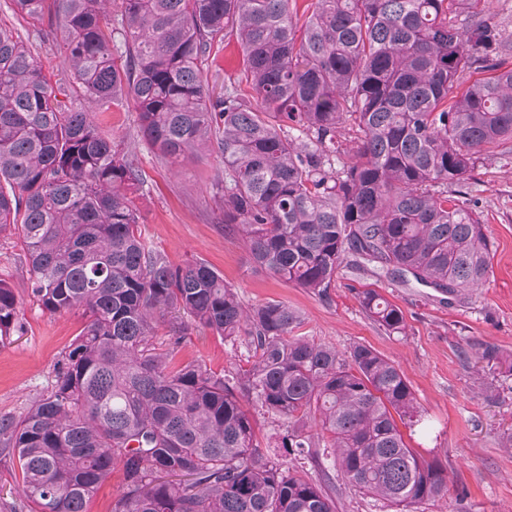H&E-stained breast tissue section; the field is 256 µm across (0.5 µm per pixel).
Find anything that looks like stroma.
I'll use <instances>...</instances> for the list:
<instances>
[{"label":"stroma","mask_w":512,"mask_h":512,"mask_svg":"<svg viewBox=\"0 0 512 512\" xmlns=\"http://www.w3.org/2000/svg\"><path fill=\"white\" fill-rule=\"evenodd\" d=\"M0 26L18 30L55 83L70 79L59 50L61 35L24 23L11 0H0ZM239 45L223 42L205 70L213 94L236 78ZM112 142L135 153L143 176L138 200L140 228L172 263L201 259L223 275L245 306L276 300L296 310L299 335L343 351L372 347L404 371L429 425L428 433L404 429L405 441L428 460L447 468V497L424 504V512H512V377L500 378L485 363L464 360L474 342L496 345L512 355V142L485 154L459 198L481 214L489 240L491 272L480 288L454 301L416 283L377 279L341 265L330 299L284 284L251 262L242 236L224 232L220 188L224 165L202 153L173 166L142 140L133 103L93 115ZM0 279L21 300V327L0 346V416H22L52 383L61 351L87 322L82 310L52 314L28 294L24 253L16 238L0 237ZM372 287L397 304L407 320L405 334L385 331L362 311L355 291ZM244 344L224 341L210 330L191 328L179 357L203 359L216 372L245 358Z\"/></svg>","instance_id":"35a3bbf8"}]
</instances>
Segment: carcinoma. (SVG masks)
<instances>
[{
	"label": "carcinoma",
	"mask_w": 512,
	"mask_h": 512,
	"mask_svg": "<svg viewBox=\"0 0 512 512\" xmlns=\"http://www.w3.org/2000/svg\"><path fill=\"white\" fill-rule=\"evenodd\" d=\"M12 2L60 31L72 84L50 83L0 26V236L18 237L43 310L88 317L46 393L0 418L31 512H87L116 470L111 512H336L334 474L395 512L447 495L444 465L399 428L422 423L400 366L370 346L293 335L297 311L244 308L202 260L172 264L139 228L135 160L59 96L101 112L132 101L142 137L173 162L216 152L224 230L282 282L328 299L348 254L356 271L410 275L452 299L490 268L482 221L455 188L512 139V43L474 10L486 0H120L121 52L112 0ZM231 39L242 75L215 98L204 66ZM473 69L489 76L456 92ZM358 299L405 333L403 310L377 289ZM19 305L0 279V345ZM186 316L245 337L244 364L215 374L180 362ZM474 347L512 377V358ZM257 412L281 420L272 457Z\"/></svg>",
	"instance_id": "cac0c4a2"
}]
</instances>
